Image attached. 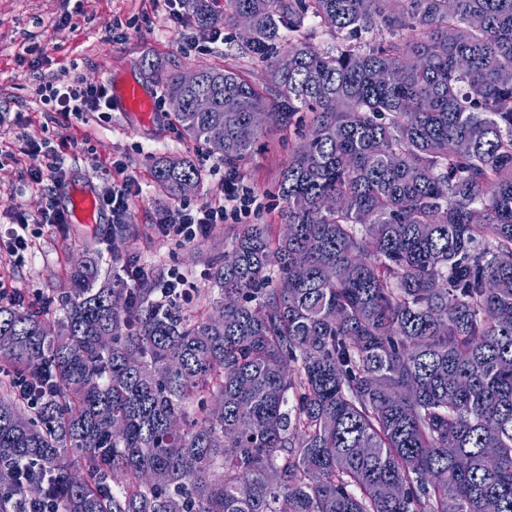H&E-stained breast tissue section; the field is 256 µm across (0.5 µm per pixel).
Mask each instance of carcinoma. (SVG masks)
I'll use <instances>...</instances> for the list:
<instances>
[{
	"mask_svg": "<svg viewBox=\"0 0 512 512\" xmlns=\"http://www.w3.org/2000/svg\"><path fill=\"white\" fill-rule=\"evenodd\" d=\"M239 19L270 92L209 67L164 97L232 171L268 126L310 127L288 231L238 225L215 316L93 249L56 332L0 304V512H512V0H225ZM155 176L178 197L200 172Z\"/></svg>",
	"mask_w": 512,
	"mask_h": 512,
	"instance_id": "cac0c4a2",
	"label": "carcinoma"
}]
</instances>
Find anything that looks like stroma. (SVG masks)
<instances>
[{"instance_id":"stroma-1","label":"stroma","mask_w":512,"mask_h":512,"mask_svg":"<svg viewBox=\"0 0 512 512\" xmlns=\"http://www.w3.org/2000/svg\"><path fill=\"white\" fill-rule=\"evenodd\" d=\"M210 66L235 70L258 89L267 87L265 65L242 50L240 29L223 27L221 40L213 44L198 41L195 29L169 20L157 0H0V238L10 232L9 214H37L45 194L63 193L50 182L32 186L24 161L13 160L23 135L70 136L71 145L61 154L67 184L89 182L101 193L113 169L135 178L140 188L128 218L135 228L132 236L116 243L105 238L112 227L108 214L97 227L38 228L34 251L23 262L0 253L1 283L22 292L34 306L46 307L67 287L72 265L90 246L103 259L129 255L162 274L179 271L201 287L210 260L223 254L238 224H267L282 232L277 183L299 140L294 127L265 134L252 158L237 168L240 188L254 199L250 212L227 219L207 238L191 243L163 238L156 229L161 213L213 199L227 173L205 145L182 136L162 92L167 74ZM65 73L117 86L137 82L153 97L155 111L145 119L116 101L101 117L69 116L47 123L34 88ZM163 156L195 162L201 179L189 194L171 196L157 182L154 162Z\"/></svg>"}]
</instances>
